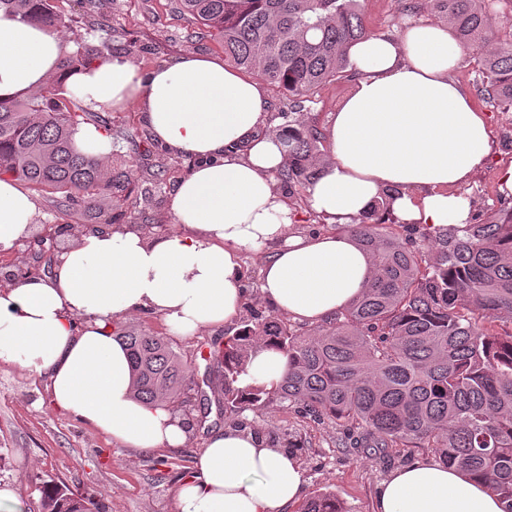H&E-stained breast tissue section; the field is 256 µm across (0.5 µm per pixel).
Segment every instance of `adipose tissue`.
I'll use <instances>...</instances> for the list:
<instances>
[{"mask_svg": "<svg viewBox=\"0 0 512 512\" xmlns=\"http://www.w3.org/2000/svg\"><path fill=\"white\" fill-rule=\"evenodd\" d=\"M65 51L58 33L0 9V97L46 85ZM466 50L446 25L406 19L394 35L353 43L355 83L324 128L331 159L307 203L337 224L370 212L388 188L404 224L467 223L458 189L490 157L483 112L453 79ZM90 112L137 102L158 141L195 159L169 199L177 231L147 235L132 224L82 234L48 276L0 286V363L45 379L60 413L127 448L185 447L192 428L166 403L134 391L129 353L114 322L144 309L173 334L217 330L245 300L240 255L278 242L261 270L262 297L309 322L333 317L368 283L372 259L351 235L306 237L273 176L286 163L281 137L266 132L262 82L192 53L142 71L124 55L101 58L64 79ZM34 197L0 179V251L33 232ZM285 356L252 352L244 383L273 388ZM296 455L248 428L214 431L177 488L178 512H283L303 492ZM373 512H503L487 485L436 461L397 469L378 486Z\"/></svg>", "mask_w": 512, "mask_h": 512, "instance_id": "1", "label": "adipose tissue"}]
</instances>
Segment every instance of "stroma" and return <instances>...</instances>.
<instances>
[{
	"label": "stroma",
	"instance_id": "obj_1",
	"mask_svg": "<svg viewBox=\"0 0 512 512\" xmlns=\"http://www.w3.org/2000/svg\"><path fill=\"white\" fill-rule=\"evenodd\" d=\"M70 18L61 34L67 43L85 39L96 43L110 39L112 51L128 57L140 69L170 63L187 53L218 56L222 50L210 33L183 15L176 0H104L90 9L87 0H64ZM476 106L485 113L491 131L489 162L461 192L473 203V214L485 219L500 209H512V196L499 190V174L512 165V142L501 135L512 118L485 101ZM107 127L124 132L114 140L112 161L134 158L128 183L120 199L109 201L114 223L139 225L147 234L174 231L167 205L146 200L158 165H165L162 193L170 195L193 160L172 154L159 143L138 104L101 113ZM38 226L21 245L0 252V272L10 270L30 276L52 272L55 254L74 243L78 228H96L103 220L81 206L60 207L39 193ZM238 330L229 325L192 336L169 335L161 316L136 311L113 326L115 335L147 331L168 336L173 349L190 366L194 384L190 407L200 399L209 403L206 418L197 421L187 447L178 450L125 448L111 435L57 412L45 380L11 365L0 364V485L16 494L15 512H41L46 482H64L75 496L84 498L91 512H177L176 488L192 472L196 452L210 431L242 421L266 432L278 429L292 441L305 473V496L331 493L346 512H373L376 487L394 470L426 457L421 448H355L347 444L342 427L329 419H316L297 408L272 402L248 410L240 417L225 414L218 403L223 383L222 365L214 352Z\"/></svg>",
	"mask_w": 512,
	"mask_h": 512
}]
</instances>
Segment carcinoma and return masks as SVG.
Instances as JSON below:
<instances>
[{
  "label": "carcinoma",
  "instance_id": "carcinoma-1",
  "mask_svg": "<svg viewBox=\"0 0 512 512\" xmlns=\"http://www.w3.org/2000/svg\"><path fill=\"white\" fill-rule=\"evenodd\" d=\"M60 0H0L28 22L65 25ZM208 29L224 60L288 96L301 112L325 84L354 77L348 47L369 36L359 0H177ZM500 0H427L429 10L476 51L478 92L512 110V37L494 28ZM104 55L76 43L61 59L59 79ZM89 112L73 94L29 89L0 99V177L9 176L64 205L97 210L124 188L127 170L79 152L75 127ZM287 165L277 178L288 195H306L325 164L323 130L303 118L282 127ZM398 190L386 193L357 224L345 227L373 261L364 290L309 333L250 311L220 351L224 412L238 415L272 401L300 407L347 427L354 444L423 448L440 463L474 475L512 512V210L481 224L434 235L424 252L412 228L391 219ZM133 364L135 393L146 402L184 403L190 368L164 336L119 337ZM259 344L287 357L280 384L243 386L249 353ZM42 512H88L62 484L43 489ZM299 512H344L332 494L304 500Z\"/></svg>",
  "mask_w": 512,
  "mask_h": 512
}]
</instances>
